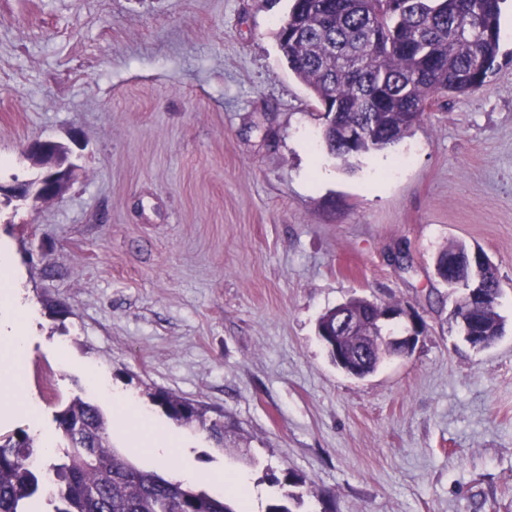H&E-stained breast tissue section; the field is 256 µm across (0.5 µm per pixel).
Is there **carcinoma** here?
<instances>
[{"instance_id": "cac0c4a2", "label": "carcinoma", "mask_w": 512, "mask_h": 512, "mask_svg": "<svg viewBox=\"0 0 512 512\" xmlns=\"http://www.w3.org/2000/svg\"><path fill=\"white\" fill-rule=\"evenodd\" d=\"M293 0L276 41L295 77L319 105L343 109L321 115L329 155L345 164L405 137L433 94L463 95L483 88L500 53L503 0ZM360 126L372 145L351 149L347 126ZM492 299L464 318L462 332L490 346L503 332L496 311L499 276L486 277ZM350 316L370 323L378 312L350 301ZM361 353L352 377L374 373L395 350L368 328L344 341ZM154 403L180 425H198L224 438V423L209 421L198 405L164 391ZM62 455L34 466V438L24 430L0 439V512H244L221 495L135 467L112 448L101 411L75 397L54 414Z\"/></svg>"}]
</instances>
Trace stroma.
<instances>
[{"label": "stroma", "mask_w": 512, "mask_h": 512, "mask_svg": "<svg viewBox=\"0 0 512 512\" xmlns=\"http://www.w3.org/2000/svg\"><path fill=\"white\" fill-rule=\"evenodd\" d=\"M288 0H0V182L36 140L69 149L62 195L0 199V247L39 318L26 344L37 421L97 406L96 366L150 404L162 390L230 427H187L174 465L231 466L266 512L296 474L292 512H512V0L506 63L447 95L397 144L331 157L318 109L275 33ZM451 241L497 266L505 328L472 347L461 292L435 276ZM352 297L425 325L414 351L357 379L316 325Z\"/></svg>", "instance_id": "stroma-1"}]
</instances>
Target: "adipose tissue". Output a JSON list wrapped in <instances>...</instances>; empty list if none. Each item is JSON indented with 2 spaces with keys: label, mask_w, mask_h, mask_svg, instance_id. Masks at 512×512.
Here are the masks:
<instances>
[{
  "label": "adipose tissue",
  "mask_w": 512,
  "mask_h": 512,
  "mask_svg": "<svg viewBox=\"0 0 512 512\" xmlns=\"http://www.w3.org/2000/svg\"><path fill=\"white\" fill-rule=\"evenodd\" d=\"M35 319V308L26 299L8 254L0 251V342L7 346L5 355L0 356V373L19 384L26 377L25 342ZM86 377L112 406L118 420L132 427L147 428L151 458L162 465L171 463L181 444L180 433L156 424L146 406L132 394L111 388L96 368H87Z\"/></svg>",
  "instance_id": "adipose-tissue-1"
}]
</instances>
